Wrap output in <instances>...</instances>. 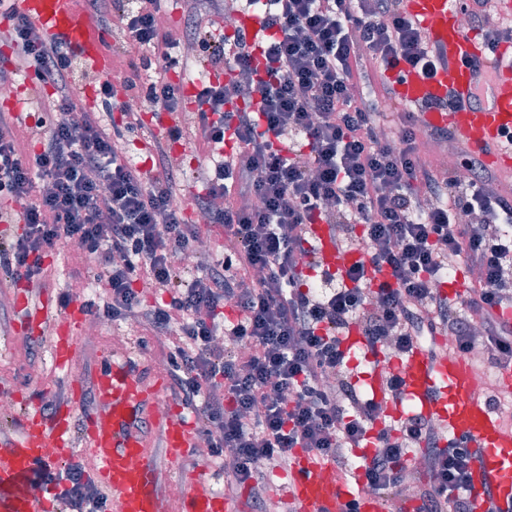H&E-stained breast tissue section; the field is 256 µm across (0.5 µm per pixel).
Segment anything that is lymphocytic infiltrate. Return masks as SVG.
I'll return each instance as SVG.
<instances>
[{
    "instance_id": "obj_1",
    "label": "lymphocytic infiltrate",
    "mask_w": 512,
    "mask_h": 512,
    "mask_svg": "<svg viewBox=\"0 0 512 512\" xmlns=\"http://www.w3.org/2000/svg\"><path fill=\"white\" fill-rule=\"evenodd\" d=\"M83 2L118 48H139L130 73L96 77L103 108L124 110L129 97L182 109L181 85L164 77L183 64L180 41L157 22L166 0ZM179 3L183 39L231 78L200 84L193 126L161 137L136 112L109 128L78 110L87 77L80 54L39 34L14 6L0 8L11 49L0 85L29 76L55 88L30 102L38 148L21 149L14 117L0 113V217L23 226L0 239V274L33 281L64 242L94 255L93 278L107 296L83 302L84 312L133 322L140 350L160 349L174 398L196 414L210 456L224 461L225 493L249 489L255 512L269 498L268 473L290 469L300 451L357 479L389 512H405L399 488L411 474L416 512H472L479 449L419 412L388 421L386 401L405 397L402 374L387 373L374 400L350 381L342 347L354 327L368 352L390 359L415 351L435 359L452 348L489 368L512 364V323L500 316L512 307V191L462 148L439 171L423 146L448 133L418 139L412 111L398 113L396 140L383 135L396 103L386 70L431 76L441 54L401 0H246L269 31L257 57L244 28L212 39L222 0ZM491 7L463 0L461 13L465 32L493 52L512 43V27L488 24ZM129 133L149 138L150 170L116 150ZM228 140L234 152L187 195L172 143L211 156ZM184 196L204 224L186 222ZM317 222L339 248L362 252L345 277L311 261L308 227ZM195 250L187 281L179 257ZM462 266L473 277L452 301L438 285ZM144 286L167 300L144 305ZM31 484L54 491L68 512H108L83 464L36 467Z\"/></svg>"
}]
</instances>
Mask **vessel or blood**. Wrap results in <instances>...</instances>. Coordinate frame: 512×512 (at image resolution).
I'll use <instances>...</instances> for the list:
<instances>
[{"instance_id": "obj_1", "label": "vessel or blood", "mask_w": 512, "mask_h": 512, "mask_svg": "<svg viewBox=\"0 0 512 512\" xmlns=\"http://www.w3.org/2000/svg\"><path fill=\"white\" fill-rule=\"evenodd\" d=\"M72 2L15 0L19 11L43 33L63 37L93 70L106 73L109 62L100 50V39ZM403 6L447 64L431 79L413 72L391 74L397 101L415 108L424 130L447 131L493 170L512 174V59H500L494 68L483 63V47L462 33L458 0H403ZM239 23L251 36L252 53H259L266 35L261 16L251 11L240 15ZM469 58L481 59V67L466 66ZM448 98L453 99V108H439V101ZM311 234L313 258L323 266L337 271L359 261V253L337 250L328 225H312ZM20 309L35 332L53 315L48 298L36 304L22 300ZM81 318L82 308L76 305L59 322L51 345L59 368L74 363L77 340L71 326ZM403 372L407 399L455 435L471 438L473 447L480 449L471 486L477 512L484 508L483 492L488 486L497 494L502 512H512V428L476 393L467 358L452 351L433 360L416 352ZM163 390V381L144 383L122 354L113 355L97 376L95 394L102 408L88 417L83 437L94 473L112 500V512H240V504L215 492L204 473L184 475L177 499L161 491L151 445L140 429L142 421L150 420L159 430L169 462H178L197 442L196 425L185 415L151 414L150 403ZM77 407L74 399L51 412L33 402L25 404L16 416L19 434L0 433V512H49L50 502L32 494L30 478L37 465L58 466L74 448ZM285 493L294 512H343L352 499L359 503L358 512H386L382 499L363 489L350 491L333 466L308 454L294 462Z\"/></svg>"}]
</instances>
